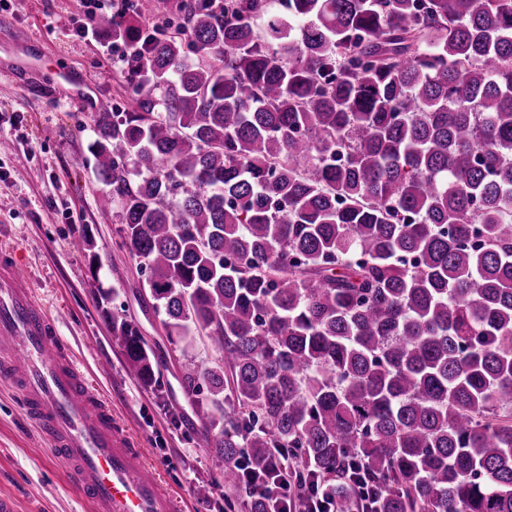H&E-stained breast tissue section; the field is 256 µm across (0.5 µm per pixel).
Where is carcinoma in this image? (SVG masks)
Here are the masks:
<instances>
[{
	"label": "carcinoma",
	"instance_id": "1",
	"mask_svg": "<svg viewBox=\"0 0 512 512\" xmlns=\"http://www.w3.org/2000/svg\"><path fill=\"white\" fill-rule=\"evenodd\" d=\"M138 0L96 174L224 485L512 512V0ZM146 384L164 358L112 319ZM233 404L232 411L223 402Z\"/></svg>",
	"mask_w": 512,
	"mask_h": 512
}]
</instances>
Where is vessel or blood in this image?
Segmentation results:
<instances>
[{
  "label": "vessel or blood",
  "mask_w": 512,
  "mask_h": 512,
  "mask_svg": "<svg viewBox=\"0 0 512 512\" xmlns=\"http://www.w3.org/2000/svg\"><path fill=\"white\" fill-rule=\"evenodd\" d=\"M0 375L93 512H171L156 473L90 389L24 272L0 256Z\"/></svg>",
  "instance_id": "vessel-or-blood-1"
}]
</instances>
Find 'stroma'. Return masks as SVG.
<instances>
[{
	"mask_svg": "<svg viewBox=\"0 0 512 512\" xmlns=\"http://www.w3.org/2000/svg\"><path fill=\"white\" fill-rule=\"evenodd\" d=\"M80 0H26L0 9V67L26 58L37 39L41 59L24 85L0 79V250L17 253L36 299L58 336L83 366L92 390L140 448L175 504V512H248L247 498L224 485L218 463L201 446L203 421L182 387L186 367L220 360L213 347L169 344L158 316L141 295L143 274L121 246L110 186L95 173L93 107L111 110L130 94L118 64L99 43L74 36ZM66 69L90 85L84 98L58 88ZM86 236L91 251L74 249ZM134 321L148 346L165 350L160 388L141 384L126 368L111 319ZM0 495L18 512H91L25 416L21 398L0 381Z\"/></svg>",
	"mask_w": 512,
	"mask_h": 512,
	"instance_id": "1",
	"label": "stroma"
}]
</instances>
